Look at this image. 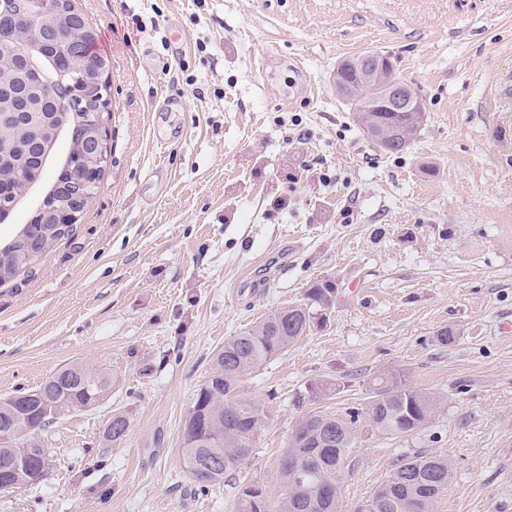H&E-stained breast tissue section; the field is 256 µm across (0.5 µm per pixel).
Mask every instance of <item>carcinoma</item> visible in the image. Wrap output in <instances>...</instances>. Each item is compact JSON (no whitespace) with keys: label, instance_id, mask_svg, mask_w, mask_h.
Returning <instances> with one entry per match:
<instances>
[{"label":"carcinoma","instance_id":"carcinoma-1","mask_svg":"<svg viewBox=\"0 0 512 512\" xmlns=\"http://www.w3.org/2000/svg\"><path fill=\"white\" fill-rule=\"evenodd\" d=\"M57 7L42 35L51 56L61 57V38L72 33L84 44L90 70L109 68V60L94 51L96 32L71 0H58ZM22 42L0 46V78L9 82L23 68ZM367 54L344 61L342 79L347 90L340 96L356 111L369 112L370 122L385 132L384 151L399 154L406 150L420 131L422 120L416 112H379L377 105L384 89L377 84L360 83L355 64ZM18 112L7 127H0V141L15 145L10 153H0V210L7 208L27 188L42 182L45 165L42 157L47 143L56 141L54 131L67 121L84 119L94 126L97 86L83 82L79 86L65 81L56 84V92L11 86ZM89 99L84 113L59 111L57 99L72 92ZM69 168L59 171L57 188L42 207L35 210L26 225L24 237L11 240L0 250V283L31 266L59 240L73 231L66 223L68 210L85 213L96 198L105 166L96 157L85 155L82 142L68 143ZM87 183L86 195L74 204H65L63 186L72 169ZM305 306L288 305L275 309L247 331L224 340L214 356V371L197 390L183 422V454L191 461L189 472L199 488L205 489L238 472L250 457L263 421V410L240 393V382L251 370L308 335L320 324V311L335 302L336 289L328 281L317 280L305 292ZM112 387V376L103 369L79 363L67 364L48 376L38 388L0 400V479L23 481L33 485L47 472L48 449L35 436L51 423L45 417L48 401L63 409L94 405L98 390ZM442 398L413 387L400 372L387 371L373 379L370 396L362 413L374 434L405 438L425 428L437 413ZM356 419L344 420L321 411H309L295 422L288 445L280 458L283 492L276 501L261 486H239L238 512H336L339 487L349 465V448L354 444ZM112 439L124 440L129 421L122 413L112 414ZM220 457L224 469L213 474L211 461ZM448 459L439 455L415 453L397 460L386 479L364 505V512H433V508L452 480Z\"/></svg>","mask_w":512,"mask_h":512}]
</instances>
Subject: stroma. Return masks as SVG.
Wrapping results in <instances>:
<instances>
[{
	"label": "stroma",
	"mask_w": 512,
	"mask_h": 512,
	"mask_svg": "<svg viewBox=\"0 0 512 512\" xmlns=\"http://www.w3.org/2000/svg\"><path fill=\"white\" fill-rule=\"evenodd\" d=\"M72 3L110 61L111 157L72 234L0 284V399L72 362L112 393L39 433L50 469L0 512H237L242 478L278 497L298 417L348 418L387 370L444 402L405 438L357 421L340 512L413 453L452 465L435 512H512V0ZM364 52L424 108L404 153L336 93ZM316 280L326 324L242 379L256 446L199 490L182 422L215 353Z\"/></svg>",
	"instance_id": "35a3bbf8"
}]
</instances>
